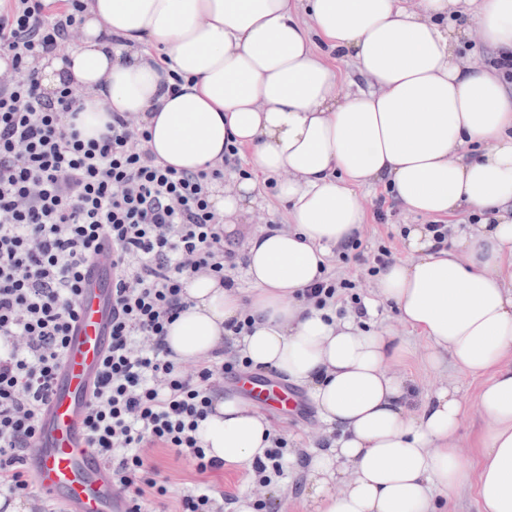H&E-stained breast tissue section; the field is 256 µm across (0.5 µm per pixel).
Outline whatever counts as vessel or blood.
Segmentation results:
<instances>
[{
	"label": "vessel or blood",
	"instance_id": "vessel-or-blood-1",
	"mask_svg": "<svg viewBox=\"0 0 512 512\" xmlns=\"http://www.w3.org/2000/svg\"><path fill=\"white\" fill-rule=\"evenodd\" d=\"M84 276L85 288L28 463L37 491L60 501L65 512H128L126 496L112 483L111 466L92 458L87 443L85 417L111 331L112 288L104 265H87ZM246 393L284 415L297 405L295 395L273 378H248Z\"/></svg>",
	"mask_w": 512,
	"mask_h": 512
}]
</instances>
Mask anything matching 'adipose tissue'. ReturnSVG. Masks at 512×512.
<instances>
[{"mask_svg":"<svg viewBox=\"0 0 512 512\" xmlns=\"http://www.w3.org/2000/svg\"><path fill=\"white\" fill-rule=\"evenodd\" d=\"M86 3L79 45L37 65L45 95L66 82L82 90L84 137L134 112L148 148L176 170L223 161L229 143L248 152L251 175L225 172L209 200L225 234L243 240L254 291L189 278L166 336L179 360L197 362L249 312L235 348L307 385L328 427L325 446L288 456L309 512H444L470 483L479 512H512V78L457 53L475 29L495 56L512 55V0ZM320 43L351 60L347 90ZM260 174L275 177L274 198ZM377 187L411 213L483 216L451 225L444 244L411 227L407 259L376 281L378 303L429 339L432 366L485 376L471 458L458 452L456 384L409 413L405 381L386 370L403 341L302 296L328 252L361 230L362 192ZM275 202L288 229L247 231ZM214 407L201 425L208 455L237 468L264 456L262 416L233 393Z\"/></svg>","mask_w":512,"mask_h":512,"instance_id":"1","label":"adipose tissue"}]
</instances>
